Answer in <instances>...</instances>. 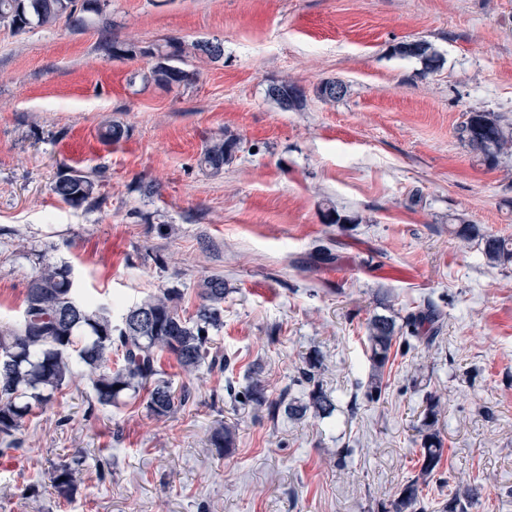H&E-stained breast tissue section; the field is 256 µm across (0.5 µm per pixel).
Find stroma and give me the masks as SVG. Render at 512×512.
Here are the masks:
<instances>
[{"mask_svg":"<svg viewBox=\"0 0 512 512\" xmlns=\"http://www.w3.org/2000/svg\"><path fill=\"white\" fill-rule=\"evenodd\" d=\"M171 39L197 80H132ZM412 40L432 44L439 71L393 54ZM115 41L136 55L112 58ZM199 41L221 42L223 58ZM325 79L345 97L319 100ZM280 81L305 89L303 107L268 98ZM474 109L512 120V0H109L77 32L0 26V321L43 262L70 264L117 317L166 289L192 315L200 281L220 274L214 339L231 360L187 377L162 356L193 392L162 419L146 394L104 407L74 378L0 454V512H388L419 472L430 397L445 448L430 512L460 485L477 493L469 512H512V259L487 263L448 230L462 213L512 238V156L490 167L458 139ZM112 122L128 131L116 144L99 138ZM226 134L239 152L204 173L203 147ZM68 169L94 173L101 205L52 193ZM329 206L358 223H324ZM428 304L437 333L395 344L368 398L369 319L400 326ZM314 356L331 417L273 418L225 392L257 365L269 398L301 395ZM224 426L235 446L220 454L210 438ZM76 455L66 501L51 474Z\"/></svg>","mask_w":512,"mask_h":512,"instance_id":"obj_1","label":"stroma"}]
</instances>
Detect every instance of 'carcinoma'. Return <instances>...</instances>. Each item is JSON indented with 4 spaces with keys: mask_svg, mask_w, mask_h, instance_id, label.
Segmentation results:
<instances>
[{
    "mask_svg": "<svg viewBox=\"0 0 512 512\" xmlns=\"http://www.w3.org/2000/svg\"><path fill=\"white\" fill-rule=\"evenodd\" d=\"M92 11L89 0H0V24L22 32L63 19L70 28L80 30L85 26V13ZM194 49L211 60L224 56L219 42H198ZM394 52L420 60L426 73L438 70L443 63L425 41L401 42L394 46ZM183 53L184 46L175 40L167 41L162 49L147 50L155 58L147 79L166 88L174 83L190 84L194 74L174 65L183 61ZM267 95L284 111L295 110L305 101L303 88L288 81L269 85ZM459 134L464 145L488 166L498 164L502 156L512 151V123L504 122L493 112L464 113ZM238 149L239 141L233 136L216 139L201 152L199 166L218 174L234 160ZM51 191L72 206L92 207L102 202L97 181L80 170L59 175ZM448 223L456 237L478 239L488 262L512 258V239L483 231L463 215L450 216ZM199 288L200 304L193 316L181 315L176 292L166 290L129 308L121 323L115 324L112 302L80 296L69 264L43 266L28 285L21 315L12 323L0 324V441L15 446L17 435L30 416L51 404L63 385L79 371L92 381L96 401L102 406L116 404L121 397L146 387V408L152 416L161 419L176 414L190 399L191 389L186 385L178 391L173 389L159 370L162 355L174 357L188 376L204 365L210 370H224L230 365V360L213 347L211 336L212 331L224 326V278L207 276ZM367 330L373 377L379 379L397 341L396 324L390 317L375 314ZM316 364L315 360L310 362L303 372L313 384L304 399L290 398L286 393L275 400L269 398L258 370L247 376L243 396L254 407H264L273 414L282 409L299 419L308 413L329 416L336 405L315 383ZM438 415V402L431 397L419 448V473L403 485L391 504L392 512H424L422 484L434 475L445 453L437 429ZM211 445L218 453L229 451L234 445L232 431L226 428L215 433ZM82 464L83 457L79 456L54 468L52 483L59 497L72 499L73 471ZM474 497L473 490L458 488L448 495L442 512H468Z\"/></svg>",
    "mask_w": 512,
    "mask_h": 512,
    "instance_id": "carcinoma-1",
    "label": "carcinoma"
}]
</instances>
